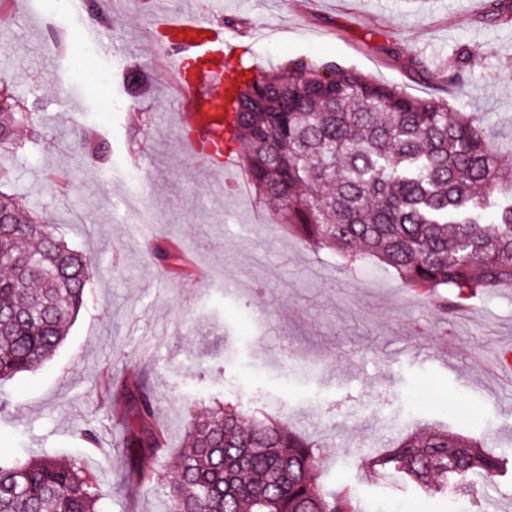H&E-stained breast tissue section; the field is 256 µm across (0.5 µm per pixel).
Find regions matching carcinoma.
<instances>
[{"instance_id":"1","label":"carcinoma","mask_w":512,"mask_h":512,"mask_svg":"<svg viewBox=\"0 0 512 512\" xmlns=\"http://www.w3.org/2000/svg\"><path fill=\"white\" fill-rule=\"evenodd\" d=\"M0 91V151L25 114ZM224 147L244 148L258 197L302 239L354 266L375 260L445 313L476 295L512 286V183L500 154L471 112L416 98L340 68L288 67L245 78ZM0 380L33 371L63 344L85 302L92 263L54 227L0 193ZM124 417L132 447H160L154 400L135 375ZM320 445L278 417L246 426L232 406L189 426L185 447L162 487L168 512H359L346 490L318 481ZM369 464L429 491L475 475L488 483L500 456L439 429L406 434ZM97 478L76 461L0 457V512H100Z\"/></svg>"}]
</instances>
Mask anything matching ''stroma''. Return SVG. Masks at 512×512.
<instances>
[{
    "mask_svg": "<svg viewBox=\"0 0 512 512\" xmlns=\"http://www.w3.org/2000/svg\"><path fill=\"white\" fill-rule=\"evenodd\" d=\"M496 0H97L111 23L101 51L120 57L116 81L73 80L32 0L0 9V72L11 75L29 120L0 155V191L53 224L90 256L87 301L55 355L0 381V456L43 453L82 460L99 475L104 512H164L157 484L136 485L132 465L155 476L172 468L188 422L224 403L243 417L264 410L321 441V478L353 492L364 512H512V288L471 299L448 318L375 263L347 266L271 220L253 192L232 190L245 171L229 156L222 174L185 152L171 109H183L171 78L172 47L157 19L187 5L236 48L231 69L270 72L290 63L351 68L409 95L475 112L494 146L512 154V13ZM465 66H456L461 52ZM148 81L136 110L128 78ZM99 133L104 161L88 158ZM150 208V229L120 213ZM164 247L176 266L156 261ZM152 392L156 455L136 458L117 392L129 374ZM97 446L77 437L86 424ZM442 428L494 448L504 459L491 487L429 494L366 468L408 430Z\"/></svg>",
    "mask_w": 512,
    "mask_h": 512,
    "instance_id": "stroma-1",
    "label": "stroma"
}]
</instances>
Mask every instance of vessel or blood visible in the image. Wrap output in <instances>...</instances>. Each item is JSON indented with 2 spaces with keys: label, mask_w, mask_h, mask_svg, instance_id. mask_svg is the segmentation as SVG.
<instances>
[{
  "label": "vessel or blood",
  "mask_w": 512,
  "mask_h": 512,
  "mask_svg": "<svg viewBox=\"0 0 512 512\" xmlns=\"http://www.w3.org/2000/svg\"><path fill=\"white\" fill-rule=\"evenodd\" d=\"M175 42L174 78L179 96L188 104L179 113L181 141L188 153L204 158L211 166L224 164V115L215 106L231 98L224 81V52L212 24L193 14H173L161 21Z\"/></svg>",
  "instance_id": "1"
}]
</instances>
